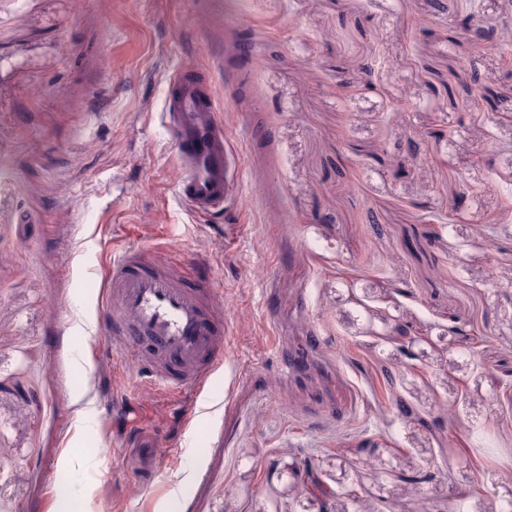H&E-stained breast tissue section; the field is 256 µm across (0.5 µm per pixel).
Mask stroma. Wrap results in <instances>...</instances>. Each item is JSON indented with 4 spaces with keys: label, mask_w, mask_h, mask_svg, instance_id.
<instances>
[{
    "label": "stroma",
    "mask_w": 512,
    "mask_h": 512,
    "mask_svg": "<svg viewBox=\"0 0 512 512\" xmlns=\"http://www.w3.org/2000/svg\"><path fill=\"white\" fill-rule=\"evenodd\" d=\"M470 15L512 0H0V512H503L512 62ZM181 67L243 164L205 222L158 120ZM116 246L213 282L233 354L193 420L101 329ZM136 426L207 431L179 504L132 485Z\"/></svg>",
    "instance_id": "1"
}]
</instances>
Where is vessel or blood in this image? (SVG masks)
I'll return each mask as SVG.
<instances>
[{
  "mask_svg": "<svg viewBox=\"0 0 512 512\" xmlns=\"http://www.w3.org/2000/svg\"><path fill=\"white\" fill-rule=\"evenodd\" d=\"M218 110L201 74L174 72L160 125L179 170L175 193L198 213L223 206L230 184L242 172ZM211 293L212 283L200 274L197 263L176 249L113 253L97 294L98 311L104 329L113 335L114 351L131 354L146 369L140 389L167 394L210 385L228 358ZM163 456L160 443L142 434L135 450L140 486L155 481Z\"/></svg>",
  "mask_w": 512,
  "mask_h": 512,
  "instance_id": "vessel-or-blood-1",
  "label": "vessel or blood"
}]
</instances>
